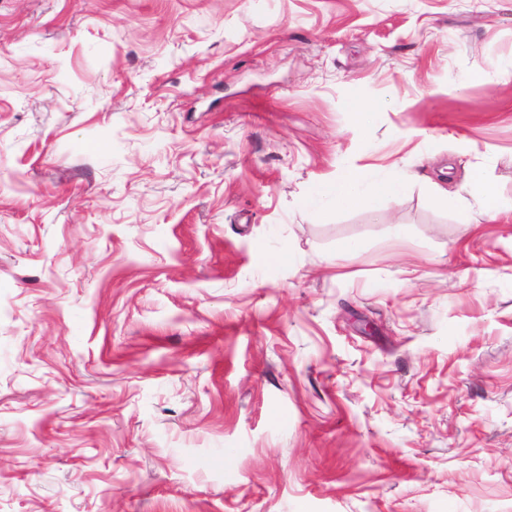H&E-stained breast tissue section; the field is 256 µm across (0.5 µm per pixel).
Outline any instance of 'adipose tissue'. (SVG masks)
Masks as SVG:
<instances>
[{
    "instance_id": "adipose-tissue-1",
    "label": "adipose tissue",
    "mask_w": 512,
    "mask_h": 512,
    "mask_svg": "<svg viewBox=\"0 0 512 512\" xmlns=\"http://www.w3.org/2000/svg\"><path fill=\"white\" fill-rule=\"evenodd\" d=\"M408 181L406 178L368 179L357 168L342 171L336 179L315 184L308 196L307 203L314 215L325 216L328 207H362L377 211L386 200L398 198L405 194Z\"/></svg>"
}]
</instances>
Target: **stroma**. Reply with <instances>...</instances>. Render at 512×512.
I'll return each instance as SVG.
<instances>
[{"instance_id":"obj_1","label":"stroma","mask_w":512,"mask_h":512,"mask_svg":"<svg viewBox=\"0 0 512 512\" xmlns=\"http://www.w3.org/2000/svg\"><path fill=\"white\" fill-rule=\"evenodd\" d=\"M0 512H512V0H0ZM407 184V179L403 177L368 181L362 170L347 168L336 179L315 184L307 196V203L318 217L325 216L327 208L331 206L378 211L386 200L403 196ZM466 196L482 205L483 213L495 215L499 210L497 197L481 171L474 172L463 186Z\"/></svg>"}]
</instances>
